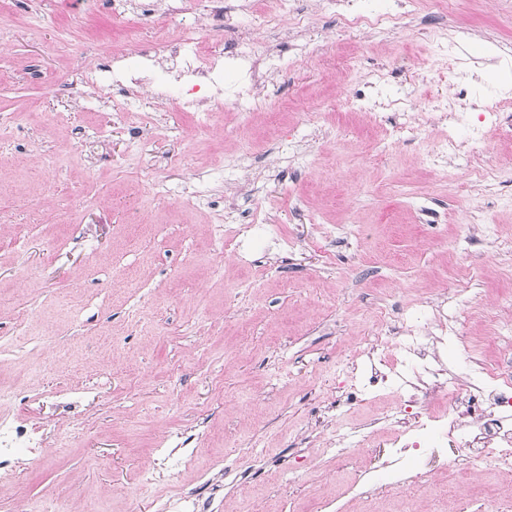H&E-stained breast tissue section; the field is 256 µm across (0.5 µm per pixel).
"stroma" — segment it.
<instances>
[{"instance_id": "1", "label": "stroma", "mask_w": 512, "mask_h": 512, "mask_svg": "<svg viewBox=\"0 0 512 512\" xmlns=\"http://www.w3.org/2000/svg\"><path fill=\"white\" fill-rule=\"evenodd\" d=\"M393 28L344 30L334 0H257L206 22L231 53L250 40L274 67L250 107L202 114L148 90L102 98L99 54L168 40L178 15L111 0L84 14L64 0H0V379L40 428L24 480L0 485V512H156L167 496L223 478L213 512H325L336 478L378 475V512H455L417 501L384 474L381 437L330 452L318 428L384 419L395 392L339 401L373 342L395 353L397 316L453 307L469 349L462 372L512 340L478 311L512 297V194L474 181L470 160L512 179V137L461 132L470 159L433 164L457 64L475 75L463 106L512 90V0H455L447 14L400 5ZM313 17V28L293 25ZM431 198V212L414 202ZM491 225L494 246L480 242ZM371 236L360 241L359 227ZM81 398L56 400L58 385ZM204 432L178 477L157 472L176 431Z\"/></svg>"}]
</instances>
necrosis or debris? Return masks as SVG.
I'll list each match as a JSON object with an SVG mask.
<instances>
[{"instance_id": "1", "label": "necrosis or debris", "mask_w": 512, "mask_h": 512, "mask_svg": "<svg viewBox=\"0 0 512 512\" xmlns=\"http://www.w3.org/2000/svg\"><path fill=\"white\" fill-rule=\"evenodd\" d=\"M202 17L183 16L178 38L159 45L143 47L135 65H127L126 56L115 53L105 57L91 71L90 78L102 90L115 86L151 85L155 96H162V85L151 84L150 77L164 70L182 86V110L205 112L222 107L224 67L233 64L239 72L258 79L265 65L264 54L243 46L225 60L222 53L210 50L201 33ZM501 99H484L478 115L459 112L455 130L445 138L447 153L460 147L456 129L491 123L512 136V116L502 110ZM457 333L448 329V317L437 312L435 324L427 331L406 325L399 341V357H382L377 348H369L367 358L371 374L366 383L352 386L346 396L359 399L370 392L397 389L404 400L400 411L390 417L393 430L384 441L388 454L385 467L407 471L408 463L425 456L433 439L467 449L485 468L500 474H512V346L502 348L493 360L480 363L466 375L449 373L442 357L448 343L458 342ZM452 401L451 410L430 407L432 398ZM37 440L32 428L20 417L0 410V481H14L21 475L16 450L34 455Z\"/></svg>"}]
</instances>
